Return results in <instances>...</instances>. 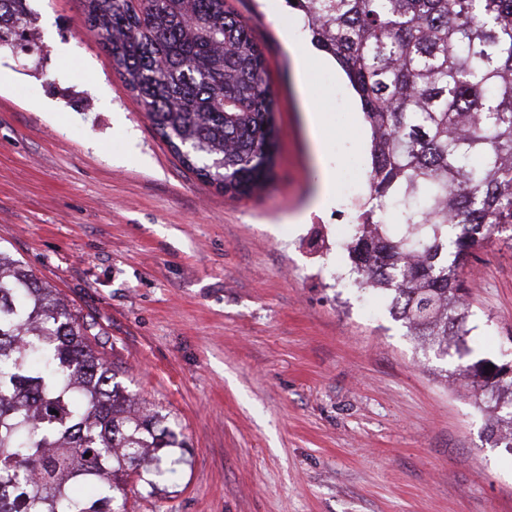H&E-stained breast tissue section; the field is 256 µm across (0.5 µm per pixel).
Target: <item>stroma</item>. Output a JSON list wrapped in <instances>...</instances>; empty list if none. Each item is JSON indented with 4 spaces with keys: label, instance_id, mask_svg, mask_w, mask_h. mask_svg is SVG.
Wrapping results in <instances>:
<instances>
[{
    "label": "stroma",
    "instance_id": "35a3bbf8",
    "mask_svg": "<svg viewBox=\"0 0 512 512\" xmlns=\"http://www.w3.org/2000/svg\"><path fill=\"white\" fill-rule=\"evenodd\" d=\"M275 94L273 175L233 197L171 152L79 0H31L42 55L0 54V246L108 335L141 399L176 414L189 464L131 512H512V451L387 306L348 287L337 142L370 164L360 102L285 0H225ZM312 54L302 88L296 57ZM327 116L315 146L307 100ZM474 357L512 362V242L475 251Z\"/></svg>",
    "mask_w": 512,
    "mask_h": 512
}]
</instances>
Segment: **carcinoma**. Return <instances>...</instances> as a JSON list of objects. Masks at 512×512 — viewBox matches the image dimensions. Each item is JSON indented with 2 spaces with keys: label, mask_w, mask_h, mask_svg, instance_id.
I'll return each mask as SVG.
<instances>
[{
  "label": "carcinoma",
  "mask_w": 512,
  "mask_h": 512,
  "mask_svg": "<svg viewBox=\"0 0 512 512\" xmlns=\"http://www.w3.org/2000/svg\"><path fill=\"white\" fill-rule=\"evenodd\" d=\"M29 0H0V52L42 53ZM160 136L196 176L247 195L278 132L264 53L224 0H80ZM332 56L371 132L370 195L344 249L422 349L468 347L460 278L512 240V0H286ZM401 213L396 223L381 208ZM100 324L0 249V512H127L187 464L183 425L139 400ZM479 360L445 380L486 398L512 448V377Z\"/></svg>",
  "instance_id": "obj_1"
}]
</instances>
